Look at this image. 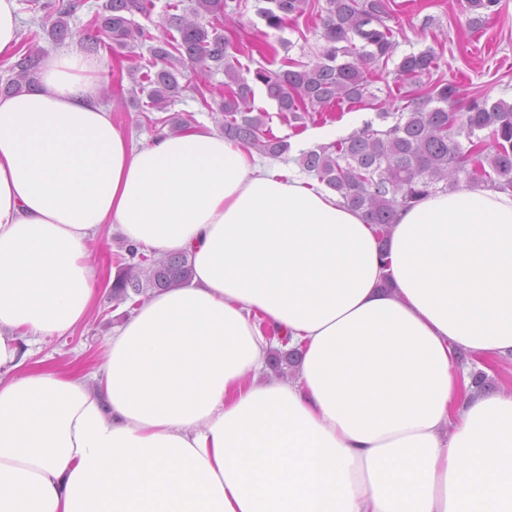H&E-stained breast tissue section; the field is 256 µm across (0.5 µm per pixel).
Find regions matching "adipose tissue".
Listing matches in <instances>:
<instances>
[{"mask_svg":"<svg viewBox=\"0 0 512 512\" xmlns=\"http://www.w3.org/2000/svg\"><path fill=\"white\" fill-rule=\"evenodd\" d=\"M81 39L0 96V512H512V193L436 192L388 251L337 193L194 126L146 146ZM187 253L97 372L31 367L95 300L87 245ZM300 347L291 377L271 350ZM484 367H476L470 375L471 383L474 388L478 392L486 391L487 389H491L493 385V389H495L492 393L497 392L502 389L503 386H508L509 383H512V363H486ZM481 370V371H478ZM511 370V372H510ZM487 376H486V375ZM490 381L488 380V378ZM490 393V394H492Z\"/></svg>","mask_w":512,"mask_h":512,"instance_id":"1","label":"adipose tissue"}]
</instances>
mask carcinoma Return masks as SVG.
Listing matches in <instances>:
<instances>
[{"label": "carcinoma", "mask_w": 512, "mask_h": 512, "mask_svg": "<svg viewBox=\"0 0 512 512\" xmlns=\"http://www.w3.org/2000/svg\"><path fill=\"white\" fill-rule=\"evenodd\" d=\"M40 26L50 40L63 43L72 37L68 18L79 7H63L57 0H36ZM234 0H189L181 8L168 4L162 18L167 37L155 40L148 29L134 20L150 17L154 0H105L94 19V30L84 35L85 48L131 49L146 41L151 59L144 67L129 70L133 98L146 95V106L165 112L185 89H193L201 104L215 103L224 112V137L263 155L279 157L289 149L286 140L268 127V114L255 109L254 85L263 87L286 121L300 122L311 112H325L344 102L367 106L369 65L390 55L394 49L393 30L385 24L390 17L387 0H326L322 19L325 46L313 64L291 62L285 70L257 67L252 80L238 72L236 46L225 35L227 22L235 11ZM259 10L265 25L274 30L296 20L312 7L309 0H266ZM472 29L483 28L498 13L499 0H467ZM19 58L11 68L13 76L0 93H20L34 84V74L45 55L37 45H21ZM431 50L410 53L398 65L404 81L420 84V93L410 99L406 111L378 117L394 119L384 129L367 121L350 136L318 145L302 153L300 167L318 182L338 193L360 211L369 224L385 236L398 209L445 190L448 181L465 179L469 184L494 190H512V104L502 99L473 98L454 124L459 88L451 83H421L436 68ZM224 71V90L215 94L206 78ZM132 259L112 284L116 298L125 302L151 288L166 289L187 283L193 273L186 253H172L148 259L130 248ZM301 358L297 349L276 352L269 366L282 373Z\"/></svg>", "instance_id": "obj_1"}]
</instances>
